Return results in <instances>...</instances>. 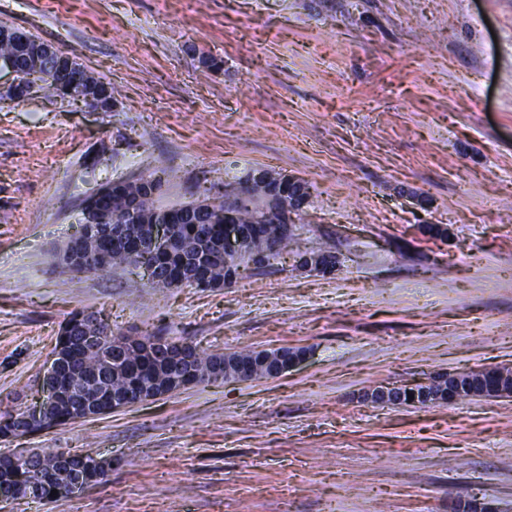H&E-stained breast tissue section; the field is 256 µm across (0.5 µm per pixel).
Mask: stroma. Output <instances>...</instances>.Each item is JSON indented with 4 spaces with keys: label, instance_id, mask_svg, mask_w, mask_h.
I'll return each mask as SVG.
<instances>
[{
    "label": "stroma",
    "instance_id": "stroma-1",
    "mask_svg": "<svg viewBox=\"0 0 512 512\" xmlns=\"http://www.w3.org/2000/svg\"><path fill=\"white\" fill-rule=\"evenodd\" d=\"M1 25L111 83L115 105L0 93V410L36 400L76 309L125 335L306 357L0 439L112 463L63 506L0 512H448L461 489L512 512V397L363 398L512 368V0H0ZM254 168L309 199L232 287L55 260L107 182L159 178L167 208ZM319 250L332 273L300 267ZM282 348L283 350L280 351L278 360L276 362L270 363V361H267L263 364V368L265 371H267L269 378L279 377L289 370L297 367L304 361L303 353L299 356H295L293 355V349L289 350L288 347ZM466 374L467 373L443 374L429 382H418L398 387L377 386L365 391L363 397L375 403H389L393 405L402 403L403 400L409 398V396H414L415 401H421L416 403L414 400L410 399L405 403L406 405L423 404L424 402L422 401H425L426 404L430 403V400L431 403L455 402L468 398V396H463L460 386L461 380ZM446 388H448V401H446L444 396H441L439 399H434L436 396L440 395V391ZM407 391H410V394H407Z\"/></svg>",
    "mask_w": 512,
    "mask_h": 512
}]
</instances>
